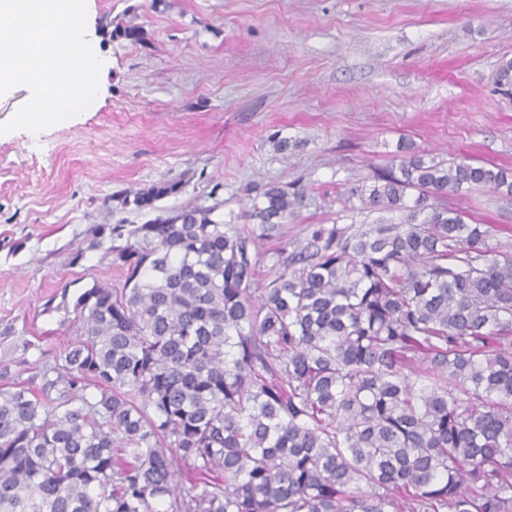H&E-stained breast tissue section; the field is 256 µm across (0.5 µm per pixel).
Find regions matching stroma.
<instances>
[{"label": "stroma", "instance_id": "obj_1", "mask_svg": "<svg viewBox=\"0 0 512 512\" xmlns=\"http://www.w3.org/2000/svg\"><path fill=\"white\" fill-rule=\"evenodd\" d=\"M88 37L105 61L84 113L39 134L0 135V327L39 339L19 380L74 340L47 301L119 272L69 254L93 224H141L116 192L180 180L159 211L218 206L252 227L248 187L299 184L282 226L399 222L361 210L399 143L438 161L512 167V97L495 74L512 58V0H87ZM143 31L113 37L116 24ZM480 224L512 226V201L483 188L449 194Z\"/></svg>", "mask_w": 512, "mask_h": 512}]
</instances>
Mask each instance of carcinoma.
<instances>
[{
	"label": "carcinoma",
	"instance_id": "1",
	"mask_svg": "<svg viewBox=\"0 0 512 512\" xmlns=\"http://www.w3.org/2000/svg\"><path fill=\"white\" fill-rule=\"evenodd\" d=\"M465 186L512 198V168L404 142L350 189L399 222L291 241L306 192L276 182L250 230L215 206L92 225L120 278L76 297L40 390L0 387V512H512V228L448 207Z\"/></svg>",
	"mask_w": 512,
	"mask_h": 512
}]
</instances>
